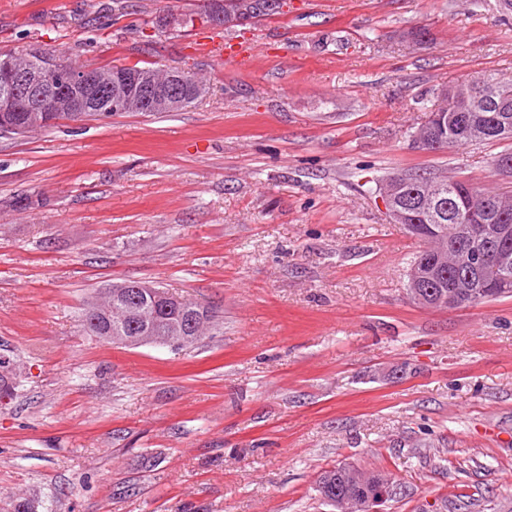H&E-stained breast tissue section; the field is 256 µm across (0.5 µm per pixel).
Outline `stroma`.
Here are the masks:
<instances>
[{"label":"stroma","mask_w":512,"mask_h":512,"mask_svg":"<svg viewBox=\"0 0 512 512\" xmlns=\"http://www.w3.org/2000/svg\"><path fill=\"white\" fill-rule=\"evenodd\" d=\"M205 0H0V53L146 61L208 86L181 112L0 139V512H334L323 470L383 471L384 512H512V297L425 308L417 241L374 178L501 180V144L413 146L436 85L512 77L499 0H285L204 48ZM193 25L158 35L164 17ZM425 29L422 40L408 31ZM126 279L213 309L191 349L103 345L85 302ZM478 506L453 508L456 496Z\"/></svg>","instance_id":"35a3bbf8"}]
</instances>
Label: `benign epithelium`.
I'll return each mask as SVG.
<instances>
[{"instance_id": "7a95c632", "label": "benign epithelium", "mask_w": 512, "mask_h": 512, "mask_svg": "<svg viewBox=\"0 0 512 512\" xmlns=\"http://www.w3.org/2000/svg\"><path fill=\"white\" fill-rule=\"evenodd\" d=\"M258 18L259 13L246 9V3L231 0L214 22L233 28ZM48 71L54 77L47 81L39 69L21 73L7 61L0 63V123L9 129L24 131L32 124L54 122L58 112L66 113L74 121H83L86 112L102 107L111 111H138L143 108L136 94V88L141 84L146 85V98L155 109L176 110L191 101V92L195 88L182 72L176 70L169 72L164 83L153 75H129L115 71L101 75L92 69L68 70L58 78L54 60L50 61ZM478 85L479 82L472 80L448 89L457 100L459 110L471 111L480 103ZM402 187L403 181L396 178L385 186L382 193L384 209L398 224L404 220L405 214L402 207L392 208L389 203L402 193ZM456 249L462 270L466 271L467 278H472L476 271L474 253L463 243L456 244ZM407 294L415 302L428 307H457L460 304L456 295L440 299L429 297L414 283L407 289ZM343 472L350 484L365 490V493L360 498H336V512H379V505L391 491L390 479L381 473L366 474L352 465L343 466Z\"/></svg>"}]
</instances>
